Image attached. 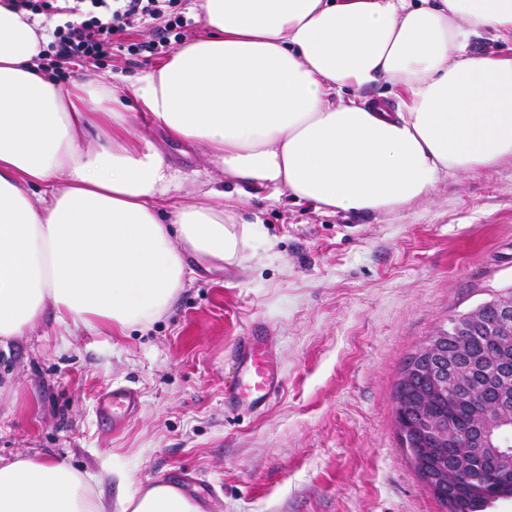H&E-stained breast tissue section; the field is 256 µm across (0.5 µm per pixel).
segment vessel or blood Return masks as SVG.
<instances>
[{"mask_svg":"<svg viewBox=\"0 0 512 512\" xmlns=\"http://www.w3.org/2000/svg\"><path fill=\"white\" fill-rule=\"evenodd\" d=\"M237 381L225 391L224 402L232 409L247 407L263 410L282 385L273 344L264 336H246L238 343L234 355ZM137 398L133 389L112 390L100 403V417L113 428L122 427L134 414Z\"/></svg>","mask_w":512,"mask_h":512,"instance_id":"b4317fda","label":"vessel or blood"}]
</instances>
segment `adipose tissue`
<instances>
[{
	"label": "adipose tissue",
	"mask_w": 512,
	"mask_h": 512,
	"mask_svg": "<svg viewBox=\"0 0 512 512\" xmlns=\"http://www.w3.org/2000/svg\"><path fill=\"white\" fill-rule=\"evenodd\" d=\"M208 36L131 85L63 86L38 63V22L0 0V350L53 309L124 331L161 317L189 258L238 264L254 238L224 191L176 201L183 174L136 137L138 112L205 147L239 186L328 211L393 212L443 179L512 162V0H202ZM388 79L403 111L364 103ZM97 147H83L89 129ZM103 477L48 456L0 462V512H202L153 482L116 501ZM470 47L476 52L511 53L512 35H507L505 38H497L492 34H482L481 36L471 38Z\"/></svg>",
	"instance_id": "obj_1"
}]
</instances>
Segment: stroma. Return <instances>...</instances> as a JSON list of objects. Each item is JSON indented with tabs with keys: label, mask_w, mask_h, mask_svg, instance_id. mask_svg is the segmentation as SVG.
Here are the masks:
<instances>
[{
	"label": "stroma",
	"mask_w": 512,
	"mask_h": 512,
	"mask_svg": "<svg viewBox=\"0 0 512 512\" xmlns=\"http://www.w3.org/2000/svg\"><path fill=\"white\" fill-rule=\"evenodd\" d=\"M118 53L55 69L134 83L162 63ZM184 177L180 199L224 180L203 146L134 123ZM258 220L241 264L194 263L192 281L148 327L66 328L45 311L0 354V457L102 463L135 485L180 481L205 512H445L401 445L394 389L405 360L452 317L512 292V162L462 172L393 213H325L284 197L243 198ZM263 325L283 387L262 413L230 412L239 337ZM119 387L138 407L118 432L99 404Z\"/></svg>",
	"instance_id": "35a3bbf8"
}]
</instances>
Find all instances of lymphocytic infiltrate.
Segmentation results:
<instances>
[{"instance_id":"lymphocytic-infiltrate-1","label":"lymphocytic infiltrate","mask_w":512,"mask_h":512,"mask_svg":"<svg viewBox=\"0 0 512 512\" xmlns=\"http://www.w3.org/2000/svg\"><path fill=\"white\" fill-rule=\"evenodd\" d=\"M172 0H15L18 9L44 13L46 18L61 16L51 32L52 40L42 58L49 64L97 63L112 55L113 36L123 33L130 19L155 25L157 39L139 45V52L152 55L170 51L181 44L187 25L183 16H169Z\"/></svg>"}]
</instances>
